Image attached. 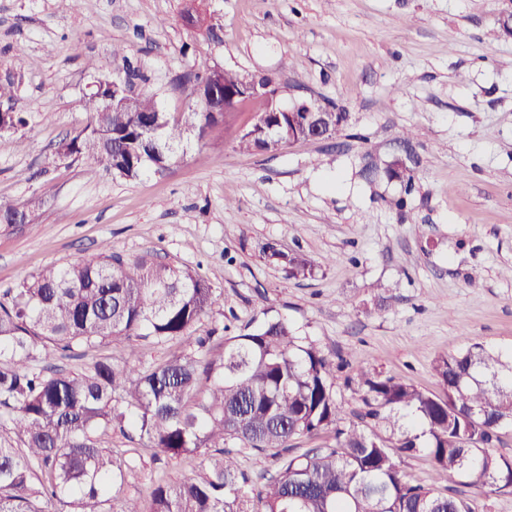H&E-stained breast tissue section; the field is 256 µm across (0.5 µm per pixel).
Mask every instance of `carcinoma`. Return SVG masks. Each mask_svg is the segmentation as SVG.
Here are the masks:
<instances>
[{"label": "carcinoma", "instance_id": "obj_1", "mask_svg": "<svg viewBox=\"0 0 512 512\" xmlns=\"http://www.w3.org/2000/svg\"><path fill=\"white\" fill-rule=\"evenodd\" d=\"M243 75L211 71L203 85L216 100H191L173 118L152 96L136 110L112 111V81L82 95L86 126L61 150L105 165L132 180L162 175L185 142L248 104L263 113L279 107L276 90L252 99L227 98ZM388 174L412 191L400 161ZM32 220V212L0 200V224ZM290 278H307L314 265L301 253L270 250ZM220 298L189 270L147 256L129 261L105 243L99 252L26 280L0 303V410L23 440L0 441V512H476L467 498L439 485L475 486L485 495L512 494V458L490 451L500 428L512 425V357L471 343L432 366L442 393L363 365L357 370L363 411L344 421L336 398L335 362L274 314L253 329L224 339L213 354L207 340L186 342L150 367H138L132 338L162 344L190 336ZM100 345L130 348L79 373L52 369L57 358L81 356ZM136 434L155 455L201 457V471L152 483L149 500L115 494L136 460L102 448L97 433ZM333 430L335 445L294 454L290 439ZM424 452L435 484L405 479L398 458ZM270 455L275 473L252 476L238 456Z\"/></svg>", "mask_w": 512, "mask_h": 512}]
</instances>
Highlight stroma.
Returning a JSON list of instances; mask_svg holds the SVG:
<instances>
[{
  "label": "stroma",
  "mask_w": 512,
  "mask_h": 512,
  "mask_svg": "<svg viewBox=\"0 0 512 512\" xmlns=\"http://www.w3.org/2000/svg\"><path fill=\"white\" fill-rule=\"evenodd\" d=\"M510 12L512 0H0V83L27 119L0 132V198L38 207L0 228V302L108 243L216 290L191 330L213 352L271 308L350 360L335 384L347 409L360 405L347 383L359 363L439 392L436 358L472 341L512 347ZM129 68L173 114L188 109L179 75L230 68L271 77L282 104L327 100L348 120L333 140L244 153L255 113L234 112L167 173L134 180L59 155L87 122V85ZM403 156L409 194L385 172ZM269 245L306 254L313 276H286ZM99 444L136 459L125 495L199 472L116 430Z\"/></svg>",
  "instance_id": "1"
}]
</instances>
